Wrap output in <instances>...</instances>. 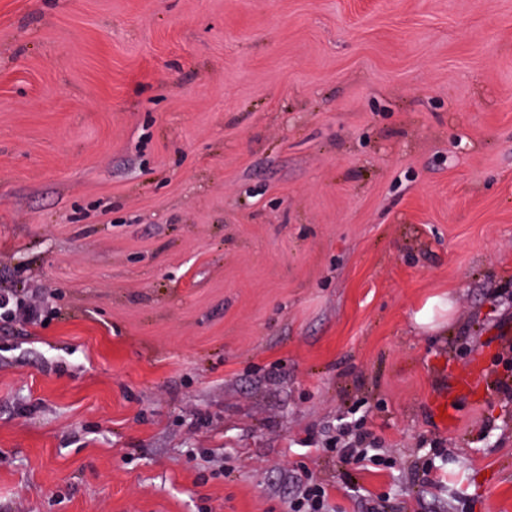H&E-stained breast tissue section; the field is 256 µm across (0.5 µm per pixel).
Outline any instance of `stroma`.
<instances>
[{"instance_id":"obj_1","label":"stroma","mask_w":512,"mask_h":512,"mask_svg":"<svg viewBox=\"0 0 512 512\" xmlns=\"http://www.w3.org/2000/svg\"><path fill=\"white\" fill-rule=\"evenodd\" d=\"M15 288L0 512H512V0H0ZM8 305L9 301H6L5 294L0 292V317L4 316L14 320L20 316L29 325L38 324L41 317V301L39 297L32 295L26 302L22 300L15 309L8 308ZM368 437L369 433L362 432L353 438L344 439L343 447L336 448V450L346 461H353L356 464L366 461L378 464L376 457L378 454L369 455V451L375 450V448H370L371 444L367 442ZM329 510L326 488L313 481H307L291 503V512H333Z\"/></svg>"}]
</instances>
